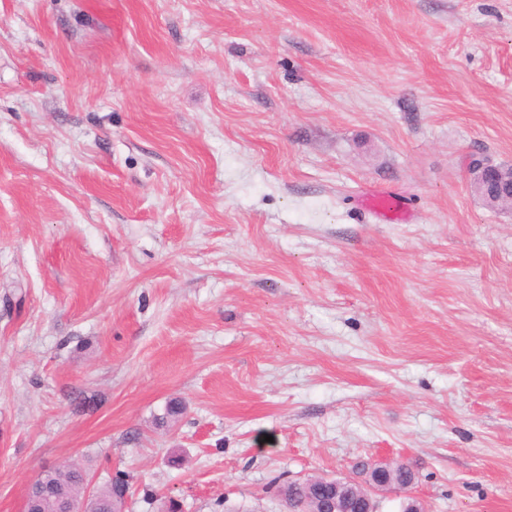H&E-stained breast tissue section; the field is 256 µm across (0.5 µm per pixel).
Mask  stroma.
Returning a JSON list of instances; mask_svg holds the SVG:
<instances>
[{"mask_svg": "<svg viewBox=\"0 0 512 512\" xmlns=\"http://www.w3.org/2000/svg\"><path fill=\"white\" fill-rule=\"evenodd\" d=\"M475 158L512 164V0H0V512L48 466L284 512L369 461L512 512Z\"/></svg>", "mask_w": 512, "mask_h": 512, "instance_id": "1", "label": "stroma"}]
</instances>
